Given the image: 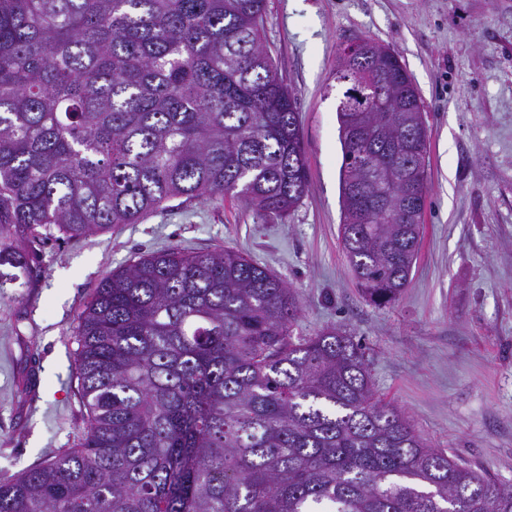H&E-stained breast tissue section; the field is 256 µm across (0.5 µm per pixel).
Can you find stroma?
Listing matches in <instances>:
<instances>
[{
  "mask_svg": "<svg viewBox=\"0 0 512 512\" xmlns=\"http://www.w3.org/2000/svg\"><path fill=\"white\" fill-rule=\"evenodd\" d=\"M393 50L425 107L428 197L410 282L367 301L343 254L334 77L342 47ZM262 41L298 102L305 196L282 219L232 196L50 239L0 288V483L79 447V315L140 254L233 248L296 293L298 334L366 347L377 394L435 448L512 487V0H266Z\"/></svg>",
  "mask_w": 512,
  "mask_h": 512,
  "instance_id": "obj_1",
  "label": "stroma"
}]
</instances>
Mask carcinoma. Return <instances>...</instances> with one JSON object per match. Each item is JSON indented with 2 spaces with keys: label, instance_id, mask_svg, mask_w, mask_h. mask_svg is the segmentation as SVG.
<instances>
[{
  "label": "carcinoma",
  "instance_id": "carcinoma-1",
  "mask_svg": "<svg viewBox=\"0 0 512 512\" xmlns=\"http://www.w3.org/2000/svg\"><path fill=\"white\" fill-rule=\"evenodd\" d=\"M265 0H0V244L138 224L232 195L285 218L308 185ZM341 242L377 306L422 233L423 103L398 56L336 73ZM370 129L346 128L352 109ZM27 270L0 248V266ZM300 302L231 249L171 248L106 276L80 314L84 437L0 485V512H512V488L431 447L376 396L365 346L297 336Z\"/></svg>",
  "mask_w": 512,
  "mask_h": 512
}]
</instances>
